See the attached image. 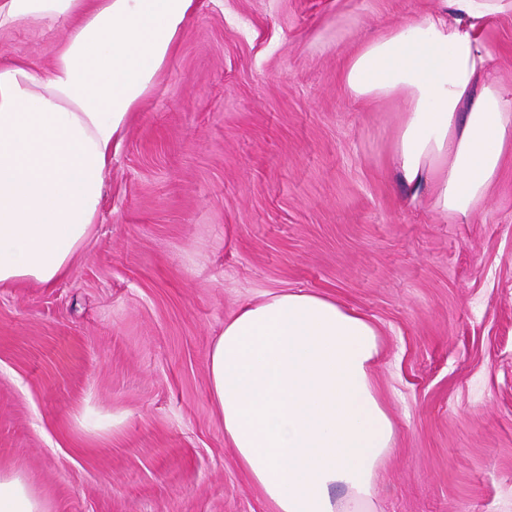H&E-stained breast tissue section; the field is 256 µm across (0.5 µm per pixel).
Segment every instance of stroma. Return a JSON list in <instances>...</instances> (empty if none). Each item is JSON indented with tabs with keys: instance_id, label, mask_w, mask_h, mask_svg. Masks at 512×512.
<instances>
[{
	"instance_id": "obj_1",
	"label": "stroma",
	"mask_w": 512,
	"mask_h": 512,
	"mask_svg": "<svg viewBox=\"0 0 512 512\" xmlns=\"http://www.w3.org/2000/svg\"><path fill=\"white\" fill-rule=\"evenodd\" d=\"M112 149L90 238L0 287V471L50 512H273L209 396L225 318L267 294L376 324L395 426L374 512H512V162L469 223L410 201L392 114L342 60L438 0H197ZM65 21L0 54L49 65Z\"/></svg>"
}]
</instances>
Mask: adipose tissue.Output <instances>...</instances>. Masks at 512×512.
<instances>
[{"label":"adipose tissue","mask_w":512,"mask_h":512,"mask_svg":"<svg viewBox=\"0 0 512 512\" xmlns=\"http://www.w3.org/2000/svg\"><path fill=\"white\" fill-rule=\"evenodd\" d=\"M347 57L355 99L391 106L385 149L411 200L474 217L512 158V87L495 81L492 18L512 0H440ZM194 0H0V31L68 20L49 67L0 60V286L51 284L93 232L112 145L150 90ZM375 325L336 300L282 291L224 321L209 391L240 466L274 512H372L395 427L370 372ZM0 512H48L20 472Z\"/></svg>","instance_id":"obj_1"}]
</instances>
